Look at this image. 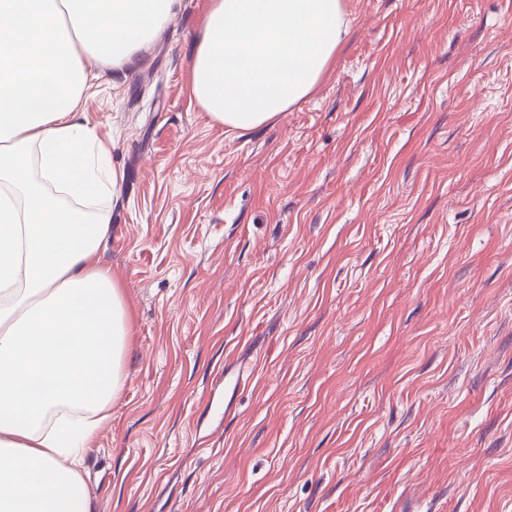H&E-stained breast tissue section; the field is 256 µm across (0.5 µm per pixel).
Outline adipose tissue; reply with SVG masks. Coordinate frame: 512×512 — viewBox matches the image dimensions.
<instances>
[{
    "mask_svg": "<svg viewBox=\"0 0 512 512\" xmlns=\"http://www.w3.org/2000/svg\"><path fill=\"white\" fill-rule=\"evenodd\" d=\"M178 0H0V512H95L86 441L112 418L129 315L102 261L119 191L83 124L90 69L121 71ZM351 30L348 0H209L189 66L225 129L315 92Z\"/></svg>",
    "mask_w": 512,
    "mask_h": 512,
    "instance_id": "adipose-tissue-1",
    "label": "adipose tissue"
}]
</instances>
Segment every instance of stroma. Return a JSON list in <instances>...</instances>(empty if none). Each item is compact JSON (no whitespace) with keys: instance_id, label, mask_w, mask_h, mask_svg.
<instances>
[{"instance_id":"1","label":"stroma","mask_w":512,"mask_h":512,"mask_svg":"<svg viewBox=\"0 0 512 512\" xmlns=\"http://www.w3.org/2000/svg\"><path fill=\"white\" fill-rule=\"evenodd\" d=\"M207 5L82 101L132 323L96 512H512V0H351L242 132L188 91Z\"/></svg>"}]
</instances>
